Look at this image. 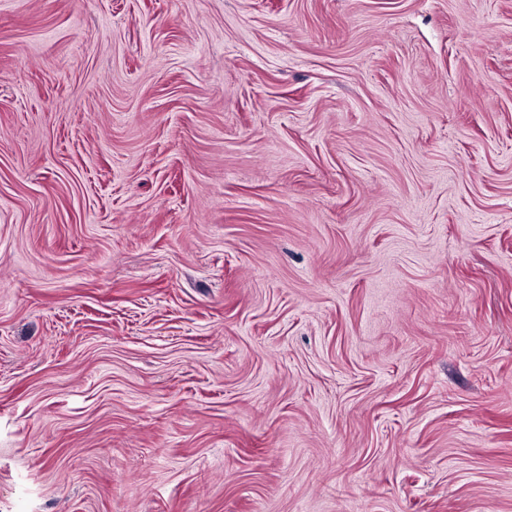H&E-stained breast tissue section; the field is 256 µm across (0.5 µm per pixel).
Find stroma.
Returning <instances> with one entry per match:
<instances>
[{
    "label": "stroma",
    "mask_w": 512,
    "mask_h": 512,
    "mask_svg": "<svg viewBox=\"0 0 512 512\" xmlns=\"http://www.w3.org/2000/svg\"><path fill=\"white\" fill-rule=\"evenodd\" d=\"M0 512H512V0H0Z\"/></svg>",
    "instance_id": "35a3bbf8"
}]
</instances>
